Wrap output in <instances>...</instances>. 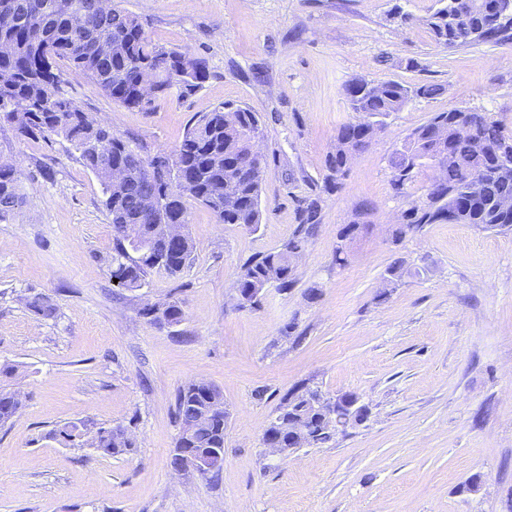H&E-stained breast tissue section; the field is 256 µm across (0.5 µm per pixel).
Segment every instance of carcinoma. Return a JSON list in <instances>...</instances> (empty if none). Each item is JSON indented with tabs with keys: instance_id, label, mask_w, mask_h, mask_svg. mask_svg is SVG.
Here are the masks:
<instances>
[{
	"instance_id": "1",
	"label": "carcinoma",
	"mask_w": 512,
	"mask_h": 512,
	"mask_svg": "<svg viewBox=\"0 0 512 512\" xmlns=\"http://www.w3.org/2000/svg\"><path fill=\"white\" fill-rule=\"evenodd\" d=\"M74 11L65 12L59 0H0V117L24 137L51 140L62 137L80 152L86 167L98 177L103 206L113 232L112 277L125 288H139L153 272L169 277L180 275L192 260L191 238L176 244L163 265L156 258L166 246L163 222L168 213L157 211L151 218H139L138 206L154 195L155 184L139 169L128 172L121 193L112 191V165L119 160L143 156L148 162L172 160L185 181L170 184V191L181 200L184 221H189V203L207 207L224 224H240L254 229L261 223L260 174H244L251 165L243 129L259 130L256 114L245 108L216 110L201 116L172 150L160 149L142 155L143 147L133 145L112 133V124L96 122L83 112L61 85L58 63L73 66L87 74L107 95L128 109L150 110L154 98L173 90L182 92L202 86L209 76L205 59L188 52L153 44L145 35L142 22L120 9L104 11L98 0H73ZM443 6L429 19L435 38L446 45L474 42L502 44L512 41V24L503 21L504 0H440ZM154 77V92L142 98L139 86L147 74ZM351 108L358 114L341 125L336 133V152L326 159L325 187H341L338 173L351 152L364 150L373 137L377 118L401 111L413 97L431 98L441 88L421 85L413 90L395 81L377 83L355 80L346 86ZM489 146L512 148V136L504 133L499 121L488 114L477 125L461 109L437 112L412 130L405 145L390 160L391 185L396 194L408 195L414 170L428 165L440 175L427 187L425 196L412 201L403 213V223L393 230L401 241L427 224L448 221L489 229L512 230V176L498 177V170L512 154L501 155L474 149V140ZM465 160L485 171V184L477 194L471 191L458 161ZM16 170L0 164V220L24 204ZM299 229L283 248L262 254L243 266L237 281L242 293L256 295L269 286L287 291L295 286L291 259L293 251L304 246L319 224L320 202L305 198L298 206ZM119 224L139 225L132 241L117 233ZM153 321L178 323L182 309L168 303L143 311ZM311 397V390L292 394L282 403L278 418L288 421ZM224 404L221 391L205 381L188 382L176 398V417L181 425V448H224L227 413L210 415L211 407ZM16 393L0 387V426L21 409ZM84 422L65 424L49 437L77 447L88 445L105 456L134 452L136 441L117 426L99 427L93 436ZM307 442L321 446L334 434L321 424V418L306 422Z\"/></svg>"
}]
</instances>
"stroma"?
Returning <instances> with one entry per match:
<instances>
[{
	"instance_id": "obj_1",
	"label": "stroma",
	"mask_w": 512,
	"mask_h": 512,
	"mask_svg": "<svg viewBox=\"0 0 512 512\" xmlns=\"http://www.w3.org/2000/svg\"><path fill=\"white\" fill-rule=\"evenodd\" d=\"M115 2L153 43L205 57L209 79L148 112L72 68L67 91L151 153L173 149L202 114L256 112L268 162L261 222L222 224L191 204L193 260L180 278L120 287L96 175L65 139L0 122V160L16 165L26 196L0 220V365L16 366L4 384L23 396L0 427V512H512V231L428 224L394 241L436 171L420 172L406 198L389 165L437 112H486L511 133L512 43L436 42L426 21L438 0ZM357 79L442 91L387 116L327 193L325 160L356 118L345 87ZM308 196L322 199L320 223L293 263L294 288L271 286L258 306L237 307L245 262L295 235ZM399 260L406 272L388 286ZM36 294L54 316L27 307ZM149 303L184 316L149 321ZM192 380L216 386L228 412L214 478L170 464L176 395ZM301 387L356 394L369 417L322 447L271 455L263 433ZM81 420L127 426L135 452L110 457L51 438Z\"/></svg>"
}]
</instances>
